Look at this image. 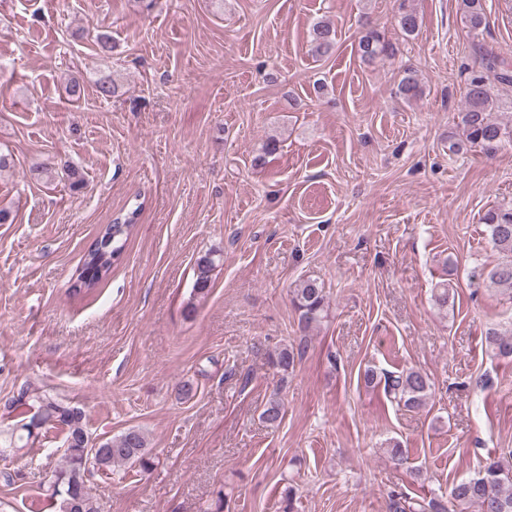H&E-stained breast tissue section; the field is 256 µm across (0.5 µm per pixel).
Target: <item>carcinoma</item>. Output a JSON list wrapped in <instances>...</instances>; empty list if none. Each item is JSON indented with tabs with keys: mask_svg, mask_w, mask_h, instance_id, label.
Wrapping results in <instances>:
<instances>
[{
	"mask_svg": "<svg viewBox=\"0 0 512 512\" xmlns=\"http://www.w3.org/2000/svg\"><path fill=\"white\" fill-rule=\"evenodd\" d=\"M460 9L467 26L476 31L486 25L483 0H461ZM398 25L407 36L418 32L419 16L411 0H399ZM364 34L359 39V50L363 61L371 63L394 54L393 44L369 23H362ZM336 33L332 25L324 20L313 23L309 30L310 51L318 57L330 56L335 48ZM512 82V71L499 55L482 52V70L471 75L465 90V105L459 112V125L465 139L450 145L449 150L458 152L470 145L485 150H494L505 141L512 140V124L509 125L492 117L500 108L499 101L491 93V81ZM420 91L418 71L404 68L399 82V95L409 100ZM140 207L118 216L112 223L101 227L97 237L86 249L80 264L71 276L70 291L74 296L91 293L112 273V268L121 259L127 241L134 228ZM490 240L502 253V259L486 272L490 285L508 292L512 299V204L501 205L488 210L482 217ZM215 268L214 254L206 253L194 263L195 296L208 294ZM292 301L299 312L300 322L309 325L319 321L326 311V295L323 286L315 280L301 282L292 292ZM486 342L493 356L512 359V332L503 334L495 329L486 332ZM302 352L282 349L272 364L286 373L295 365L296 356ZM430 381L427 374L413 368L399 373L391 372L384 377V391L387 396L408 409H419L427 404ZM77 407L71 406L47 390L25 385L16 397L8 400L0 416L23 418L28 429L30 421L39 417L45 421H59L64 425L65 436L85 430V414L73 416ZM285 415L284 403L273 395L260 414L261 420L269 427H278ZM104 453L89 458L84 455L82 445L77 444L63 453L61 466L54 471L59 486L50 493L55 512H98L94 497L86 485L89 467L102 471L116 465L134 464L147 471L153 461L147 450V439L139 429H130L118 436L99 441ZM451 500L459 506L475 505L478 512H512V463H504L492 457L485 460L477 475L454 485ZM388 512H448V503L431 498L428 501L413 502L402 494L389 498Z\"/></svg>",
	"mask_w": 512,
	"mask_h": 512,
	"instance_id": "1",
	"label": "carcinoma"
}]
</instances>
